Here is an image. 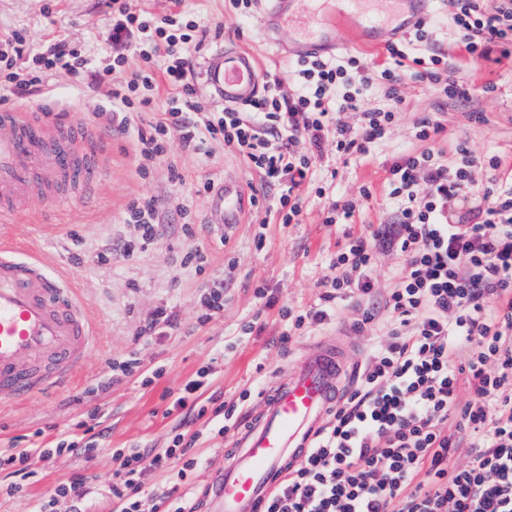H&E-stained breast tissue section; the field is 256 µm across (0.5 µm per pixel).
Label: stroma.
<instances>
[{"mask_svg": "<svg viewBox=\"0 0 512 512\" xmlns=\"http://www.w3.org/2000/svg\"><path fill=\"white\" fill-rule=\"evenodd\" d=\"M108 4L109 0H0V38L18 31L36 46L52 36H65L102 73L101 86L89 91L75 85L66 72H58L46 93L15 102V109L39 112L53 121L107 124L105 109L116 80L108 71L112 62ZM132 8L158 18L179 10L187 19L223 27V36L205 41L196 56L199 66L223 45L253 55L261 74L272 79L283 77L293 63L279 42L263 34L261 10H254L245 20L232 14L227 0H133ZM431 22L436 32L433 47L410 45L407 53H444L452 75L470 85L471 98L452 102L440 98L424 82L406 81L401 88L402 112L387 137L365 157L335 161L336 175L327 181L333 194L354 195L361 185H372V199L350 227L323 223L324 202L312 196L301 223L272 224L263 231L248 222L224 228L220 223L223 203L215 189L230 177L248 184L244 161L212 143L204 154H186L175 148L145 164L132 134L113 136L103 151L101 162L107 174L96 190L94 205L73 200L50 208L39 203L34 214L16 223L14 233L19 240L74 276L97 329L99 349L86 360L73 383L53 396L0 402V450L31 444L52 447L76 434L80 422L89 428L102 423L108 431L102 438L105 454L88 458L73 452L34 461V474L24 491L13 497L0 496V512H33L63 479L75 476L88 478V495L76 506L58 499L55 512H113L111 449L163 447L178 424V415L171 410L176 395L199 369L210 374L204 398L233 402L250 389L257 376L268 380L286 376L290 362L302 356L309 344L340 329L350 333L354 365L363 363L378 330L372 325L360 332L352 330L359 313L351 303L343 304L338 320L310 328L283 346L278 341L277 308L261 307L255 291L265 289L279 305L308 306L318 295L321 281L331 274L329 260L344 233H359L368 224L394 222V208L383 188L385 167L393 156L421 150L415 124L422 116H432L442 124L440 144L445 152H452L455 139L462 136L476 152L499 156L505 167L512 168V58L467 65L457 47L458 33L450 12L439 10ZM490 82L496 91L487 98L482 90ZM174 166L182 169L183 181H172ZM206 182L212 183L211 191H203ZM145 196L168 198V220L157 244L129 256L124 248L137 237L138 227L127 223L126 208ZM184 204L190 207L191 216H183L180 207ZM260 232L266 235L261 248L255 243ZM197 250L207 254L203 269L182 266V258ZM214 280L223 282L226 298L223 313L209 319L200 296ZM164 304L176 307L180 329L135 342L139 327ZM252 319L257 322L252 334L241 335V325ZM131 354L139 358L143 371L158 368L161 376L147 386L142 371L108 390H99L112 362ZM190 430L197 435L195 453L201 460L187 494L188 502L195 504L206 494L211 475L224 466L227 437L217 432L207 416L196 420Z\"/></svg>", "mask_w": 512, "mask_h": 512, "instance_id": "obj_1", "label": "stroma"}]
</instances>
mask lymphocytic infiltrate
Segmentation results:
<instances>
[{
    "mask_svg": "<svg viewBox=\"0 0 512 512\" xmlns=\"http://www.w3.org/2000/svg\"><path fill=\"white\" fill-rule=\"evenodd\" d=\"M461 47L472 64L492 52L512 56V0H451ZM112 88L110 123L136 130L143 160L165 156L178 134L182 152L198 154L218 142L279 193L273 203L252 198V223H301L309 194L327 197L315 175L329 157L369 153L402 110L405 78L430 85L448 99L469 101L467 82L447 75L443 57L408 58L404 46L432 43L428 21L406 40L387 45L393 66L356 57L306 55L286 81L263 86L254 101L221 112L207 109L191 81L193 55L208 31L199 22L156 19L133 12L129 0H111ZM16 33L0 43V104L41 94L49 74L66 71L74 84L95 88L90 59L56 37L26 52ZM30 56L19 69L17 61ZM171 93L158 119L136 126L139 112L154 106L158 78ZM385 89L381 108L367 105L373 85ZM442 125L423 116L415 136L421 151L393 158L387 194L396 224L345 234L313 304L276 306L279 337L288 344L304 330L337 315L353 300L357 329L380 322L387 339L374 343L342 406L321 430L304 462L272 493L264 512H512V171L499 159L476 153L464 140L445 159L437 139ZM475 197L465 221L448 220L454 200ZM166 209L158 197L132 202L127 220L140 228L137 249L155 245ZM391 246L404 262L385 293L374 289L379 246ZM195 436L175 433L161 448L112 449L110 477L115 512H186L180 490L201 460ZM83 450L77 442L56 448L31 445L0 451V471L14 480L5 492H22L33 459ZM169 473L166 490L145 498L141 479L151 469Z\"/></svg>",
    "mask_w": 512,
    "mask_h": 512,
    "instance_id": "f902f5d3",
    "label": "lymphocytic infiltrate"
}]
</instances>
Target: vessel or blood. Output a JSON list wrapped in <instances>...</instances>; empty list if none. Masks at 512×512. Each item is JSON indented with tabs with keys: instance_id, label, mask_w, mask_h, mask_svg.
<instances>
[{
	"instance_id": "b4317fda",
	"label": "vessel or blood",
	"mask_w": 512,
	"mask_h": 512,
	"mask_svg": "<svg viewBox=\"0 0 512 512\" xmlns=\"http://www.w3.org/2000/svg\"><path fill=\"white\" fill-rule=\"evenodd\" d=\"M262 29L274 37L294 30L298 53L335 54L336 18L357 19L367 39L399 32L423 19L434 0H266ZM212 86L225 104L256 99L258 65L235 48L216 55ZM109 129L63 124L31 112L0 110V400L23 401L71 384L96 345L87 308L70 276L48 273L46 261L21 249L11 223L32 200L59 202L67 190L93 204L105 170L95 161ZM224 221H240L245 200L238 181L219 192ZM345 332L316 342L286 377L266 384L258 414L237 429L224 451L204 512H262L265 499L298 465L327 417L343 400L348 364Z\"/></svg>"
}]
</instances>
